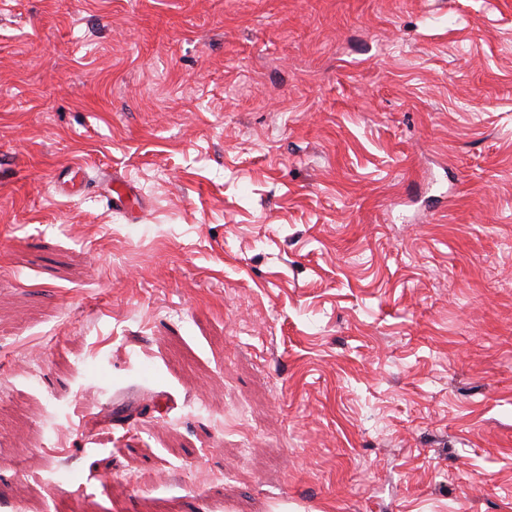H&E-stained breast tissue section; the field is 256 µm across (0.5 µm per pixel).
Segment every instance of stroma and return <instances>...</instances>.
<instances>
[{"label":"stroma","instance_id":"stroma-1","mask_svg":"<svg viewBox=\"0 0 512 512\" xmlns=\"http://www.w3.org/2000/svg\"><path fill=\"white\" fill-rule=\"evenodd\" d=\"M154 501L512 512V0H0V512ZM108 200L114 209L129 212L131 215L140 214L145 208L141 198L132 192L128 183L122 180H115L112 183Z\"/></svg>","mask_w":512,"mask_h":512}]
</instances>
